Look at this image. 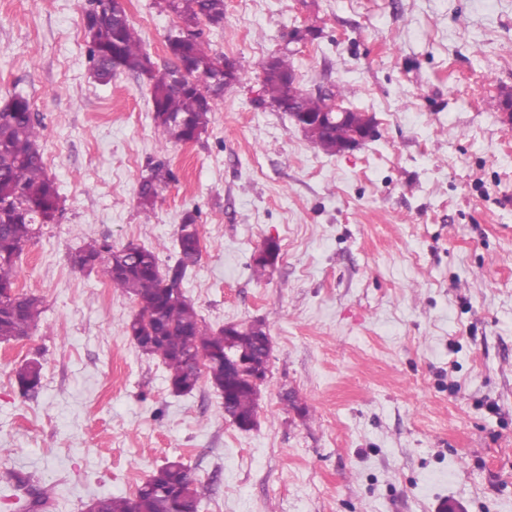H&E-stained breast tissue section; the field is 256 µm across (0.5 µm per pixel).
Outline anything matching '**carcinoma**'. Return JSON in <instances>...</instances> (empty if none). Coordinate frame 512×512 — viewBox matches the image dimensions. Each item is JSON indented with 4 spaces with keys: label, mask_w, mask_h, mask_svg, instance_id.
<instances>
[{
    "label": "carcinoma",
    "mask_w": 512,
    "mask_h": 512,
    "mask_svg": "<svg viewBox=\"0 0 512 512\" xmlns=\"http://www.w3.org/2000/svg\"><path fill=\"white\" fill-rule=\"evenodd\" d=\"M108 0H87L83 15L88 44V62L94 78L104 84L119 72H130L147 79L151 86L154 120L161 139L160 149L169 144L198 140L211 121L212 108H203L204 96L195 88L176 87L169 81L170 70H156L143 51L141 41L126 11L109 13ZM166 7L179 19L181 26L191 29L188 39L181 33L167 37V48L174 57L195 64V73L224 58L209 53L203 46L205 22L213 27L224 23V0H164ZM274 67L262 70L266 102L280 101L299 112L318 113L326 110L328 98L307 94L293 83L294 74L288 55L273 56ZM185 119L176 126L170 116ZM43 126L34 112L31 100L15 94L0 108V290L16 287L17 262L24 247L39 236L41 227L54 223L61 210V197L49 176L40 145ZM351 138L346 123H332L309 140L328 154ZM175 180L168 164L162 160L148 168L138 189V204L149 213L154 210L159 193ZM198 233L178 235V258L174 265L160 270L155 251L135 244L115 249L106 240H94L75 251L70 262L78 270L82 260H97L96 271L110 285L133 298L137 311L124 324L127 336L146 355L165 365L171 390L189 394L198 386L201 375L189 358L204 355L208 361L206 380L221 398L223 413L240 429L255 424L260 390L249 384L246 371H231L224 365L226 328L213 330L206 326L181 285L188 269L200 258ZM43 301L25 294L19 301L0 294V341L16 340L32 334L39 325ZM267 336L262 322L239 330L234 337L236 350L257 364L268 363L271 350L263 343ZM42 367L26 362L15 370L14 378L23 394L34 393L41 385ZM191 477L180 461L160 466L129 497H97L96 507L88 512H200L198 492L181 493Z\"/></svg>",
    "instance_id": "cac0c4a2"
}]
</instances>
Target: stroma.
<instances>
[{"label": "stroma", "instance_id": "stroma-1", "mask_svg": "<svg viewBox=\"0 0 512 512\" xmlns=\"http://www.w3.org/2000/svg\"><path fill=\"white\" fill-rule=\"evenodd\" d=\"M123 2L170 67L176 16ZM84 6L0 0V101H32L62 200L19 261L39 326L0 343V512H87L169 459L201 512H512V0H225L205 47L252 80L164 151L147 80L93 78ZM284 51L303 92L346 89L373 137L329 155L259 105L261 65ZM159 160L176 180L146 215L139 182ZM188 214L202 255L185 295L212 329L261 321L271 337L248 431L207 383L173 393L123 330L134 300L70 263L105 238L174 264ZM33 359L25 397L14 372ZM42 367L38 362H26L15 370L14 378L23 394L34 393L41 385Z\"/></svg>", "mask_w": 512, "mask_h": 512}]
</instances>
